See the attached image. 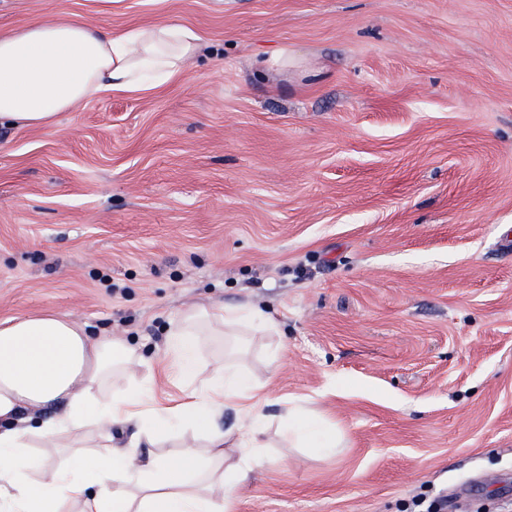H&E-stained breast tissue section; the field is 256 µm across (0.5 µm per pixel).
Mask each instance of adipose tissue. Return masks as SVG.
<instances>
[{"instance_id":"1","label":"adipose tissue","mask_w":512,"mask_h":512,"mask_svg":"<svg viewBox=\"0 0 512 512\" xmlns=\"http://www.w3.org/2000/svg\"><path fill=\"white\" fill-rule=\"evenodd\" d=\"M201 35L178 22L106 33L73 19L34 20L0 34V123L51 124L58 113L113 92L152 91L177 80L201 47ZM275 330L260 314L192 311L169 333L168 350L193 390L163 411L148 404L151 388L130 387L104 399L114 370L142 361L129 345L90 337L79 322L53 313L0 323V507L5 512H231L238 482L264 459L252 419L262 400L259 382L231 369H206L200 339L219 328ZM232 404L243 422L236 433L210 428L216 410ZM53 415L35 420L33 411ZM134 419L154 432L171 427L208 430L216 454L201 466L193 448L174 458L137 457L115 448L114 427ZM93 429L94 449L42 479L26 471L29 438L47 443L60 432ZM240 456L221 472L224 444Z\"/></svg>"}]
</instances>
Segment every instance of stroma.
<instances>
[{
	"mask_svg": "<svg viewBox=\"0 0 512 512\" xmlns=\"http://www.w3.org/2000/svg\"><path fill=\"white\" fill-rule=\"evenodd\" d=\"M60 17L205 46L159 90L0 126V321L129 344L145 365L116 389L163 408L190 389L172 321L261 312L277 335L200 344L266 395L235 512H512V0H0L1 33ZM291 407L339 448L289 441Z\"/></svg>",
	"mask_w": 512,
	"mask_h": 512,
	"instance_id": "1",
	"label": "stroma"
}]
</instances>
